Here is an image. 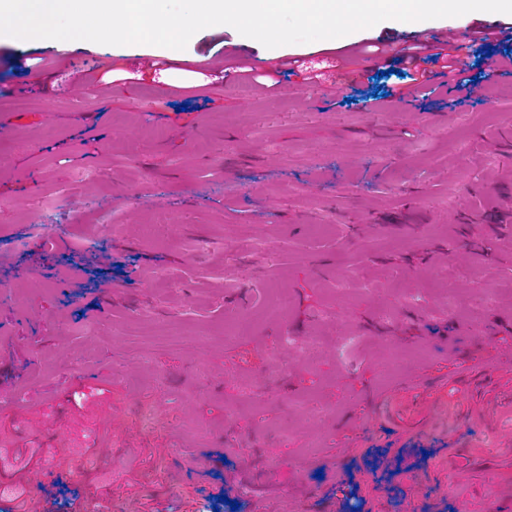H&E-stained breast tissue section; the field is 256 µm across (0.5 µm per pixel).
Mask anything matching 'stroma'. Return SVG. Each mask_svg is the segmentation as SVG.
Here are the masks:
<instances>
[{
	"instance_id": "stroma-1",
	"label": "stroma",
	"mask_w": 512,
	"mask_h": 512,
	"mask_svg": "<svg viewBox=\"0 0 512 512\" xmlns=\"http://www.w3.org/2000/svg\"><path fill=\"white\" fill-rule=\"evenodd\" d=\"M411 29L0 39V512H461L459 448L468 512L512 486V67L417 86Z\"/></svg>"
}]
</instances>
